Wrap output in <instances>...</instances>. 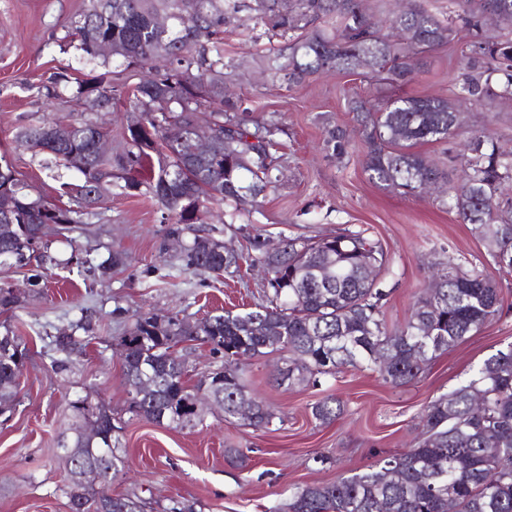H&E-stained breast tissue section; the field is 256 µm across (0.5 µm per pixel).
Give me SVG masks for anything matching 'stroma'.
Wrapping results in <instances>:
<instances>
[{
  "mask_svg": "<svg viewBox=\"0 0 512 512\" xmlns=\"http://www.w3.org/2000/svg\"><path fill=\"white\" fill-rule=\"evenodd\" d=\"M84 6V0H0V155L32 196L73 208L77 199L60 197L61 179L20 146L17 133L41 116L80 124L96 114L72 102L47 105L45 78L60 67L81 80L108 70L114 81L132 88L156 70L152 64L126 66L119 57L104 66L65 47ZM253 25L250 12L243 11L224 26V57L232 64L225 83L255 118L278 124L281 149L279 181L260 208L243 205L228 225L223 206L210 207L209 223L220 227L225 245L242 256L239 268L218 275L183 270L182 243L169 234L174 219L143 187L112 193L94 206L86 223L56 231L43 260L24 268L0 264V285L19 297L15 308L0 313V327L12 329L28 348L17 401L11 412L0 414V512H69L62 492L68 471L57 442L68 402L86 394L109 404L122 426L126 464L112 479V495L140 498L146 512H168L177 503L194 505L196 512H279L298 487L380 468L385 458L412 447L424 407L465 384L486 358L512 344L509 287L503 291L506 316L488 322L403 386L347 367L320 388H277L270 377L281 366L280 357L252 359L250 388L280 416L271 431L225 419L213 406L205 407L202 426L183 431L129 413L119 342L136 313L195 321L264 301L271 292L266 276L247 260L253 238L272 249L289 237L367 229L389 260L383 311L393 328L405 322L420 292L447 262L497 273L485 242L441 204L439 194L400 195L372 182L357 155L332 158L323 148L329 126L355 129L350 100L377 92L452 97L466 65L461 52L438 49L413 82L378 91L353 73L316 75L291 88L258 67L270 43L264 36L247 37ZM462 112L465 128L490 125L500 144L512 150L511 107L467 104ZM112 253L120 264L100 272L99 263ZM34 275L40 278L35 288L29 284ZM85 314L94 326L92 343L69 366L57 367V334ZM327 393L344 411L323 423L312 407ZM230 447L243 449L245 466L226 459Z\"/></svg>",
  "mask_w": 512,
  "mask_h": 512,
  "instance_id": "stroma-1",
  "label": "stroma"
}]
</instances>
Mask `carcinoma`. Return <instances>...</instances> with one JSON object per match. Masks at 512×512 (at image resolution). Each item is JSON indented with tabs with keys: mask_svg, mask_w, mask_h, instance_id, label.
I'll list each match as a JSON object with an SVG mask.
<instances>
[{
	"mask_svg": "<svg viewBox=\"0 0 512 512\" xmlns=\"http://www.w3.org/2000/svg\"><path fill=\"white\" fill-rule=\"evenodd\" d=\"M468 7L439 18L422 5L388 20L385 0H87L68 34L89 60L106 66L120 57L127 66H141L158 57L167 61L156 78L132 91L112 85L111 72L77 83L81 102L97 95L110 113L122 104L138 111L143 123L124 132L117 158L90 149L94 134L106 129L98 122L80 125L37 120L23 127L17 139L38 140L55 165L78 174L65 182V194L92 206L115 188L146 185L182 225L204 220L207 204L237 208L275 187L278 176L274 131L254 124L251 113L224 99V25L242 10L254 13L255 27L269 38L284 41L288 62L277 71L290 85L316 74L355 73L371 58L378 70L364 77L383 84H408L423 57L392 39L399 27L415 29L436 51L454 34L469 36L467 65L456 95L473 102L498 98L512 103V0H467ZM168 14L159 28L155 15ZM110 40L118 50L108 56L100 43ZM71 83L66 69L44 81L45 97L56 98ZM445 97H383L372 108L360 102L358 136L363 167L370 179L386 188L414 195L426 185L448 186L443 200L458 219L491 246L499 270L512 273V150L502 149L486 128L473 130L462 141L461 120ZM212 127L211 154L196 153L193 128L200 115ZM460 143V169L449 170L416 150L421 144ZM326 148L344 157L352 147L346 129L327 130ZM157 165H152V160ZM0 191L15 198V209L0 214V260L28 264L33 254L28 238L42 224H81L84 212L32 198L9 164L0 158ZM251 259L270 274L272 297L246 312L226 310L190 324L176 316L140 312L122 337L127 392L146 382L149 390L128 400L134 416L170 429H192L205 419L186 406L189 396L205 386L224 419L237 418V407H254L255 429H270L276 413L248 386L251 359L280 354L285 368L277 383L318 384L344 367L373 369L383 380L401 385L414 380L437 356L456 346L502 313V288L484 271L448 262L433 284L413 304L398 329L387 326L382 313L388 291L382 276L386 253L362 231H347L315 241L289 239L274 252ZM185 268L221 273L238 265L239 257L224 253V242L196 234L183 246ZM90 336H59L56 363L64 367L82 356ZM198 341L224 356L210 376L190 387L176 347ZM26 356L20 338L0 335V412L13 408L17 380ZM74 423L63 432L58 448L70 451L79 465L96 466L100 481L63 488L70 512H97L105 500L112 512H142V502L112 496V476L125 465L115 433L112 408L89 396L68 403ZM341 412L327 396L312 407L323 422ZM423 429L416 445L383 460L378 470L356 473L334 482L299 487L284 512H512V344L489 356L466 384L430 402L421 415ZM98 423L102 436L83 428Z\"/></svg>",
	"mask_w": 512,
	"mask_h": 512,
	"instance_id": "carcinoma-1",
	"label": "carcinoma"
}]
</instances>
